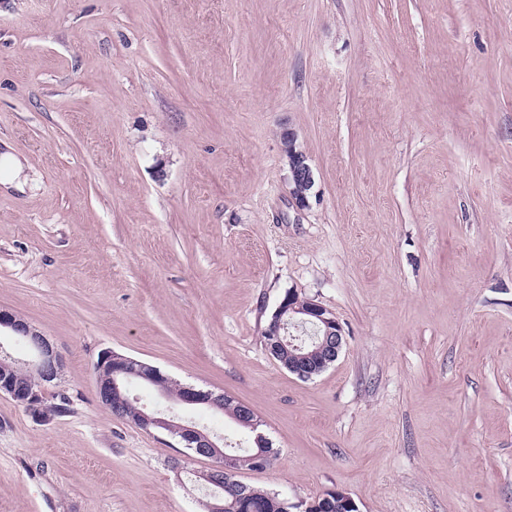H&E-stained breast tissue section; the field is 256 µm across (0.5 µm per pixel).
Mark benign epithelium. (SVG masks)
<instances>
[{
    "label": "benign epithelium",
    "instance_id": "benign-epithelium-1",
    "mask_svg": "<svg viewBox=\"0 0 512 512\" xmlns=\"http://www.w3.org/2000/svg\"><path fill=\"white\" fill-rule=\"evenodd\" d=\"M289 143L288 160L291 182L293 184L291 196L299 208L306 206L308 194L313 189L314 177L307 157L295 150V135L288 131L285 133ZM311 323L322 332V342L318 348L332 352L337 358L343 346V329L336 317L326 308L313 300L307 301L304 306L294 303V295H287L280 303L267 330L268 348L276 353L288 345V323ZM5 329L13 336L22 339L29 348V358L20 363L21 369L26 372L29 379L16 377L13 373L0 371V396H6L17 405L23 407L32 420L45 423L52 419V415L44 410L47 388L57 379L61 372L62 360L49 339L33 328L24 319L15 314L0 310V330ZM296 361L288 364V371L300 379H310L319 373L312 365L311 352H304L301 345L294 346ZM95 394L98 402L106 409L118 411L128 401V384L136 381L139 384L149 385L162 395L167 396L163 387L157 381L163 378L161 371L143 362L116 353L109 349L100 351L93 363ZM177 404L184 407H205L221 411L224 408V394L212 391H203L190 386H184L178 395L173 398ZM141 425L148 432L156 431L177 437L184 442L187 448H205L204 456L216 459L219 464L206 471L197 473L198 480L207 486L222 487L216 473L222 472L228 477L238 476L235 457L224 455L218 450V443L207 432L191 425H187L171 414L160 410H144L140 412ZM236 423L255 433L254 442L258 446L266 445L267 437L258 431L257 417L247 405L236 419Z\"/></svg>",
    "mask_w": 512,
    "mask_h": 512
}]
</instances>
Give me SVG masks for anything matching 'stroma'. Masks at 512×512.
<instances>
[{
	"label": "stroma",
	"mask_w": 512,
	"mask_h": 512,
	"mask_svg": "<svg viewBox=\"0 0 512 512\" xmlns=\"http://www.w3.org/2000/svg\"><path fill=\"white\" fill-rule=\"evenodd\" d=\"M315 186L291 198L282 133ZM0 309L63 358L0 396V512H202L210 459L95 396L109 349L250 406L243 483L512 512V0H0ZM345 343L264 348L288 294ZM293 300L294 295L288 294L280 303L266 330V335L268 336L267 346L274 354H277V352L282 349L275 359L284 368H288L287 370L290 373L300 379H311L314 375L319 374V370L311 363L312 356L318 350L328 349L332 352V357L336 360L338 359L343 346V329L336 317L319 303L308 300L306 306H296ZM297 300L298 298L295 297L294 301L296 302ZM290 322L296 324H313L318 331L316 339L320 338L319 332L324 330L322 342L317 345L319 349H315L312 352L299 354V352L304 351L305 348L290 342L295 349L293 355L296 356V361L293 363H288L290 360L288 348L286 350L283 349L288 345V336L285 334L288 333V323ZM267 336L263 335L264 346L267 341ZM285 364H288V367H286ZM5 329L13 334V337L22 339L29 348V358L19 364L17 359L7 352L1 353L0 365H11V362L21 366L30 380L17 378L12 372H1L0 369V396H7L17 405L23 407L32 420L45 423L57 414L61 415L68 409V399L58 395L55 401L45 402L47 388L57 379L61 372L62 360L60 354L49 341L47 336L33 328L24 319L15 314L0 310V334Z\"/></svg>",
	"instance_id": "35a3bbf8"
}]
</instances>
